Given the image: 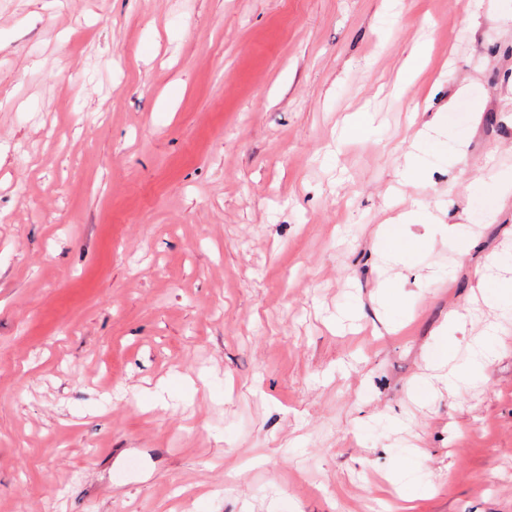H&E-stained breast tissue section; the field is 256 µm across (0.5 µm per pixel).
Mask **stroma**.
Wrapping results in <instances>:
<instances>
[{
  "label": "stroma",
  "instance_id": "35a3bbf8",
  "mask_svg": "<svg viewBox=\"0 0 512 512\" xmlns=\"http://www.w3.org/2000/svg\"><path fill=\"white\" fill-rule=\"evenodd\" d=\"M508 167L512 0H0V512H512ZM429 205L423 201L417 203L415 210L401 214L394 224H391L385 234L384 243L386 251L395 254L398 248L391 244L394 240H399V230L396 228L400 224H411L413 222L427 221L431 219Z\"/></svg>",
  "mask_w": 512,
  "mask_h": 512
}]
</instances>
